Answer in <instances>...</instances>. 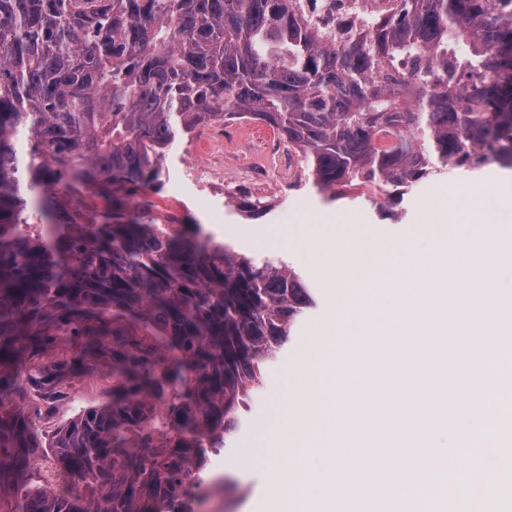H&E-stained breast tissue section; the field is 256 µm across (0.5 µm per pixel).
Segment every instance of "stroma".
Returning a JSON list of instances; mask_svg holds the SVG:
<instances>
[{
    "mask_svg": "<svg viewBox=\"0 0 512 512\" xmlns=\"http://www.w3.org/2000/svg\"><path fill=\"white\" fill-rule=\"evenodd\" d=\"M201 152L202 143L198 140L185 138L175 144L162 162L158 197L182 206L190 223L200 225L215 241L246 254L255 263L290 260L316 292V307L301 321L285 354L265 367L263 383L253 395L251 416L224 450L223 464L234 481L233 488L224 493V512H272L270 475L262 465L257 433L272 414L285 375L300 368L305 350L325 344V337L319 336L318 331L331 313L329 282L341 275L345 267V257L340 253L335 254L330 264L307 257L290 259L293 238L303 230L336 223L350 214L361 216L363 239L400 237L448 200L480 193L487 194L486 206L494 220L512 226V168L492 164L475 172L453 171L431 177L401 197L385 192L331 203L324 201L312 184L304 180L288 193L267 197L269 212L250 216L240 210L243 194L217 189L207 195L186 178V168L198 160ZM110 384L102 370L76 379L74 385L82 389V399L58 402L43 423V430L54 431L83 410L101 406Z\"/></svg>",
    "mask_w": 512,
    "mask_h": 512,
    "instance_id": "35a3bbf8",
    "label": "stroma"
}]
</instances>
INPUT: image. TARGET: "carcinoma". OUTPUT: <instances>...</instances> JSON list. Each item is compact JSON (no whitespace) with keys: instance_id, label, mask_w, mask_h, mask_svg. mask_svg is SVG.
Wrapping results in <instances>:
<instances>
[{"instance_id":"carcinoma-1","label":"carcinoma","mask_w":512,"mask_h":512,"mask_svg":"<svg viewBox=\"0 0 512 512\" xmlns=\"http://www.w3.org/2000/svg\"><path fill=\"white\" fill-rule=\"evenodd\" d=\"M0 0V500L8 512H185L167 495L247 419L316 306L304 277L133 207L174 144L233 113L295 145L326 200L512 167V0ZM26 137V150L17 140ZM108 201L63 219L68 190ZM109 371L110 399L52 434ZM53 458L73 497L32 470ZM110 384L111 381L105 370H98L92 375L76 379L73 384L66 386L69 397L56 404L46 422L40 427L45 431L53 432L75 419L83 410L101 406L106 401L107 388ZM75 388H81L84 393L83 398L78 402L72 400Z\"/></svg>"}]
</instances>
